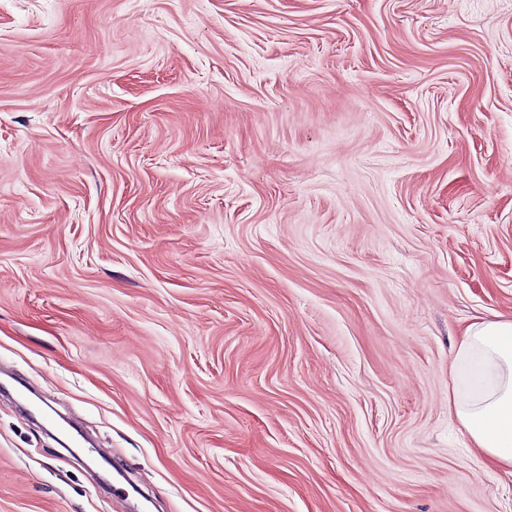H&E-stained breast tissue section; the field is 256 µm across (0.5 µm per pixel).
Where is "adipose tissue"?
<instances>
[{
	"label": "adipose tissue",
	"mask_w": 512,
	"mask_h": 512,
	"mask_svg": "<svg viewBox=\"0 0 512 512\" xmlns=\"http://www.w3.org/2000/svg\"><path fill=\"white\" fill-rule=\"evenodd\" d=\"M448 413L470 448L512 474V318L466 327L453 367Z\"/></svg>",
	"instance_id": "1"
}]
</instances>
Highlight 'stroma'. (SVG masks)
<instances>
[{
  "instance_id": "35a3bbf8",
  "label": "stroma",
  "mask_w": 512,
  "mask_h": 512,
  "mask_svg": "<svg viewBox=\"0 0 512 512\" xmlns=\"http://www.w3.org/2000/svg\"><path fill=\"white\" fill-rule=\"evenodd\" d=\"M498 316L512 0H0V512H512ZM448 413L469 448L512 475V318L466 327L453 367Z\"/></svg>"
}]
</instances>
